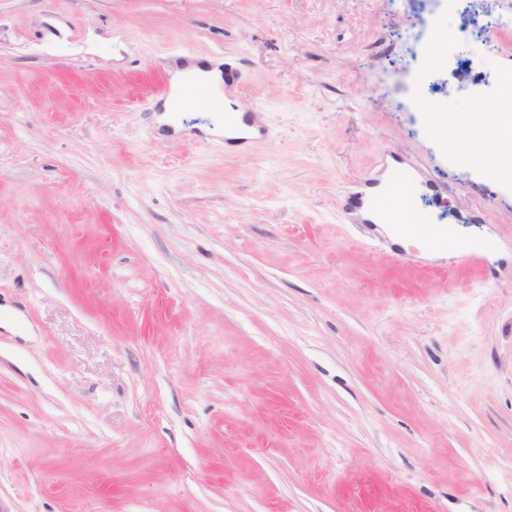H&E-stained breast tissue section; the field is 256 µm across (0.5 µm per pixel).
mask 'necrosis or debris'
Returning a JSON list of instances; mask_svg holds the SVG:
<instances>
[{"mask_svg":"<svg viewBox=\"0 0 512 512\" xmlns=\"http://www.w3.org/2000/svg\"><path fill=\"white\" fill-rule=\"evenodd\" d=\"M400 21L402 35L423 66L416 82L432 87L437 73L457 74L463 60L456 52V35L463 32L479 42L493 74V93L512 88V0H446L448 26L430 22L427 0H386Z\"/></svg>","mask_w":512,"mask_h":512,"instance_id":"obj_1","label":"necrosis or debris"}]
</instances>
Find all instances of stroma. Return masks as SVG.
<instances>
[{
    "mask_svg": "<svg viewBox=\"0 0 512 512\" xmlns=\"http://www.w3.org/2000/svg\"><path fill=\"white\" fill-rule=\"evenodd\" d=\"M379 0H0V512H512V186ZM219 58L225 147L172 62ZM472 67L449 111L486 104ZM409 159L423 258L343 208ZM170 74L171 84L174 90H179L187 78L192 75L209 77L215 95L224 98V90L222 91V87L219 82L218 69L210 68L209 64L192 62L183 65H175ZM162 94L166 99H174L183 94L185 100H197L204 106L215 109L216 114L219 117L223 118L224 114V130H227V132L232 135L231 137H228L227 140H233L230 142L235 145L240 146L249 142L248 140L250 137L246 136L249 129L255 127L259 130L256 118L257 112H238L235 103L231 101H225L223 104V100L217 99L212 95L210 84L205 80L191 81L178 92H174L169 85H166ZM240 114H242L241 117ZM426 121L436 128L447 149L456 154H465L470 151H479L482 154L481 170L502 184L512 183V161L503 153L501 146L512 145V116L495 112V105H486L481 112H426ZM427 124L430 132L434 128ZM485 126L491 130L492 137L488 141L470 142L468 147L464 143L461 131L466 127ZM488 131H475L465 129L463 136L466 140L473 141L487 136Z\"/></svg>",
    "mask_w": 512,
    "mask_h": 512,
    "instance_id": "1",
    "label": "stroma"
}]
</instances>
